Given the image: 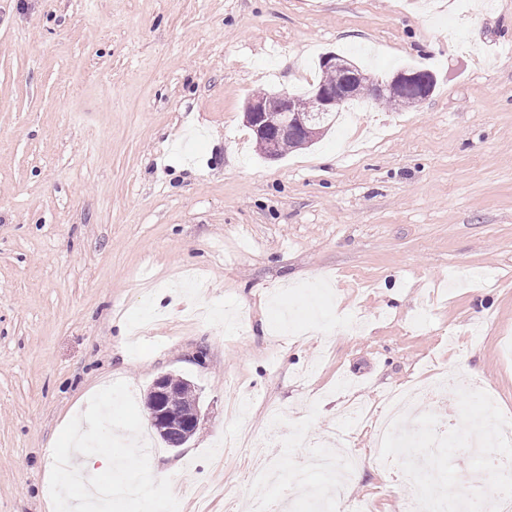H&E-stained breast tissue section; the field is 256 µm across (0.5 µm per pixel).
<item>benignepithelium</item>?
Instances as JSON below:
<instances>
[{
	"instance_id": "1",
	"label": "benign epithelium",
	"mask_w": 512,
	"mask_h": 512,
	"mask_svg": "<svg viewBox=\"0 0 512 512\" xmlns=\"http://www.w3.org/2000/svg\"><path fill=\"white\" fill-rule=\"evenodd\" d=\"M352 86L336 87L321 85L311 96V112H337L348 101ZM277 106L272 108L264 99H251L244 107L245 122L259 136H273L276 140L293 138L309 145L316 137L317 129L311 120L310 112L302 113L295 108L293 96L284 89L276 98ZM286 112L288 118L276 129L268 130L267 113ZM174 377L159 376L152 384L147 394L145 406L149 420L159 437L163 440L173 439L182 446L195 434L200 424L201 411L197 404L182 406L174 393L172 384Z\"/></svg>"
}]
</instances>
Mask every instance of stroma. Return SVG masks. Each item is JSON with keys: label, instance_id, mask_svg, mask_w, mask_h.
Segmentation results:
<instances>
[{"label": "stroma", "instance_id": "1", "mask_svg": "<svg viewBox=\"0 0 512 512\" xmlns=\"http://www.w3.org/2000/svg\"><path fill=\"white\" fill-rule=\"evenodd\" d=\"M437 76L344 106L264 160L244 104L319 57ZM512 0H0V512H50L53 446L91 388L191 381L199 428L147 437L181 512H248L337 429L349 488H411L339 422L434 367L512 418ZM237 381L239 390L229 389Z\"/></svg>", "mask_w": 512, "mask_h": 512}]
</instances>
